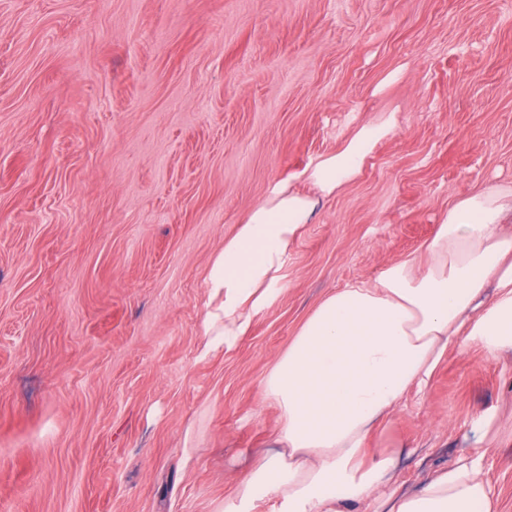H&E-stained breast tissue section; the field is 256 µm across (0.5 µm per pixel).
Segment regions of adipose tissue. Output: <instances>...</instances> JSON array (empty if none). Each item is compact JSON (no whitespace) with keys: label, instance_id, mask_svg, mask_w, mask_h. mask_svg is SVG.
Instances as JSON below:
<instances>
[{"label":"adipose tissue","instance_id":"adipose-tissue-1","mask_svg":"<svg viewBox=\"0 0 512 512\" xmlns=\"http://www.w3.org/2000/svg\"><path fill=\"white\" fill-rule=\"evenodd\" d=\"M391 120L361 126L301 173L307 194L276 185L213 258L204 349L231 346L281 297L291 249L320 199L356 179ZM512 185L476 191L448 209L414 260L328 294L277 358L263 397L280 413L276 450L256 459L224 512H500L488 449L464 452L411 494H383L389 451L367 454L374 428L411 392H425L443 357L475 345L512 353Z\"/></svg>","mask_w":512,"mask_h":512}]
</instances>
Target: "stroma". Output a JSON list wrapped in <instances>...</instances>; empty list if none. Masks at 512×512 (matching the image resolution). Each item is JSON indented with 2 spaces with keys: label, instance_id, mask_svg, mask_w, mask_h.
<instances>
[{
  "label": "stroma",
  "instance_id": "obj_1",
  "mask_svg": "<svg viewBox=\"0 0 512 512\" xmlns=\"http://www.w3.org/2000/svg\"><path fill=\"white\" fill-rule=\"evenodd\" d=\"M387 115L280 300L202 355L225 239ZM504 183L512 0H0V512H224L314 306ZM486 411L512 426V356L471 345L366 446L403 449L412 490L478 449Z\"/></svg>",
  "mask_w": 512,
  "mask_h": 512
}]
</instances>
